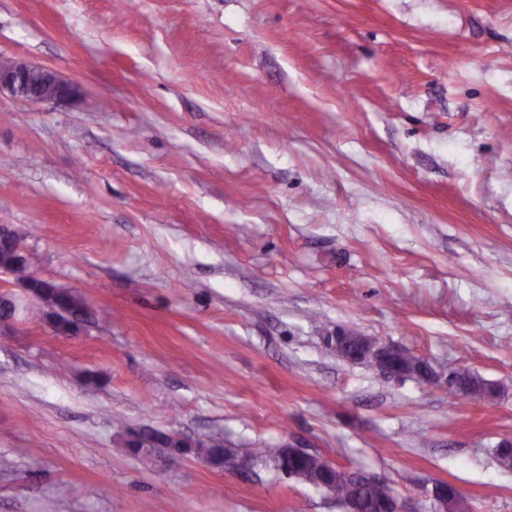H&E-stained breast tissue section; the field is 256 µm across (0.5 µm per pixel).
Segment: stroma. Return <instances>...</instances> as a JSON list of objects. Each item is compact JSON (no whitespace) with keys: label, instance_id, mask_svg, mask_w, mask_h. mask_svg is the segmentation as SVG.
I'll return each mask as SVG.
<instances>
[{"label":"stroma","instance_id":"1","mask_svg":"<svg viewBox=\"0 0 512 512\" xmlns=\"http://www.w3.org/2000/svg\"><path fill=\"white\" fill-rule=\"evenodd\" d=\"M0 55L86 98L0 95V226L93 313L0 333V512H341L268 461L143 468L134 429L512 512V0H0ZM351 346H355L357 352L348 353ZM336 352L350 362H361L362 359L370 358L379 365L384 373L397 379L415 375L430 382L438 378L432 371L428 362L422 357V365L419 370L414 369L410 372L402 371L397 365L399 358L410 357L404 360V365L408 369L417 366L418 359L412 358L413 355L399 348L380 344L364 336H352L346 332L337 335ZM491 385L492 384L488 385L486 380H484L480 376L471 373L464 380L462 390H455V393L481 399L486 398L487 396L490 395L495 397L497 393V388ZM283 448H254L244 458H251L260 461H273L278 470L283 471L288 466V476L292 473L294 462L283 458Z\"/></svg>","mask_w":512,"mask_h":512}]
</instances>
